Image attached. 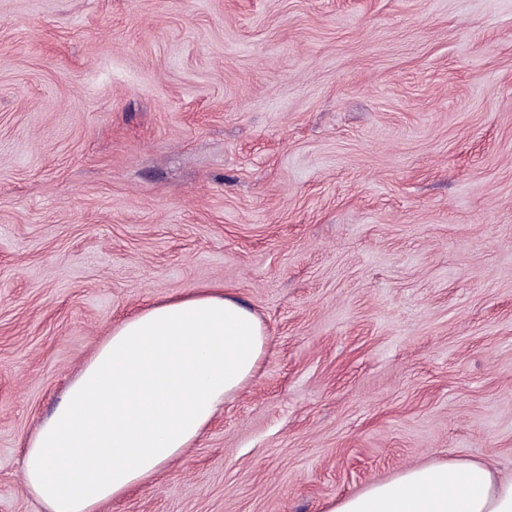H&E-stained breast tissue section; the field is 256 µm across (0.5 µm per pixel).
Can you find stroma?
<instances>
[{
  "label": "stroma",
  "instance_id": "stroma-1",
  "mask_svg": "<svg viewBox=\"0 0 512 512\" xmlns=\"http://www.w3.org/2000/svg\"><path fill=\"white\" fill-rule=\"evenodd\" d=\"M219 285L255 378L102 512L512 475V0H0V512L114 324Z\"/></svg>",
  "mask_w": 512,
  "mask_h": 512
}]
</instances>
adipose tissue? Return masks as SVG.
Instances as JSON below:
<instances>
[{"mask_svg": "<svg viewBox=\"0 0 512 512\" xmlns=\"http://www.w3.org/2000/svg\"><path fill=\"white\" fill-rule=\"evenodd\" d=\"M257 313L224 289H189L113 325L28 437L26 487L44 512H100L183 456L260 370ZM327 512H512V477L481 460L405 469Z\"/></svg>", "mask_w": 512, "mask_h": 512, "instance_id": "1", "label": "adipose tissue"}]
</instances>
